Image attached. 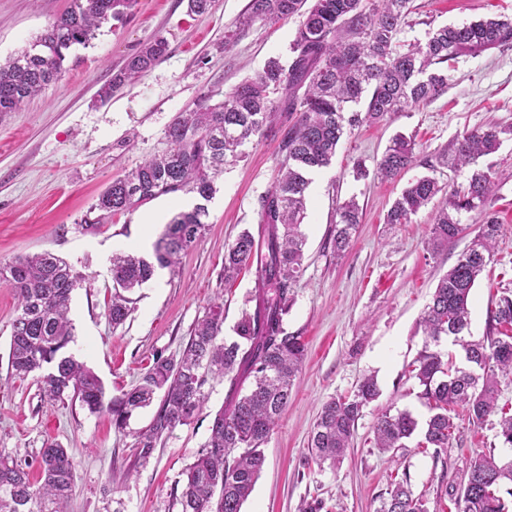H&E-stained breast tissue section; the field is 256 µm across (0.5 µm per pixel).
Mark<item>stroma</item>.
I'll return each mask as SVG.
<instances>
[{"instance_id": "1", "label": "stroma", "mask_w": 512, "mask_h": 512, "mask_svg": "<svg viewBox=\"0 0 512 512\" xmlns=\"http://www.w3.org/2000/svg\"><path fill=\"white\" fill-rule=\"evenodd\" d=\"M69 3L0 0V61L34 41ZM249 3L213 0L210 12L197 16L189 14L187 0H137L128 14L104 25L90 46L72 48L61 80L22 110L0 113V263L49 251L92 276L91 287L72 293L75 336L68 350L101 378L107 396L134 387L156 356L182 350L212 306H222L223 336L234 339L254 286L250 271L225 281L224 251L243 230L259 229V198L278 168L276 137L253 139L243 158L225 165L207 204L204 238L182 255L179 272L162 269L160 278L135 290V310L119 327L105 316L113 254L132 250L142 231L154 239L161 235L163 225L144 228L149 214L169 217L178 207L192 209L197 199L162 196L99 229L80 225L113 179L168 149L166 127L201 94L223 100L270 60H287L298 17L243 29L239 23ZM411 6L400 35L405 44L425 43L443 25L512 17V0H412ZM159 37L168 44L164 60L100 100L98 92L112 74ZM449 74L447 91L427 106L344 134L331 164L312 179L302 225L305 272L285 318L289 333L306 345L305 359L242 512H299L311 497L322 498L329 512H378L382 495L405 472L428 512H457L448 489L463 484L469 463L488 454L512 457V448L496 437V414L481 422L456 418L449 448L440 455L418 448L413 438L394 455L379 451L374 441V424L384 411H409L421 424L429 415L408 373L424 348L419 322L439 277L482 222L478 213L464 214L462 238L431 253L425 248L431 208L408 224H388L384 217L413 178L432 173L447 192L464 189L465 174L434 167L449 141L489 122L512 126V49L460 57ZM399 133L414 138V161L403 177L381 180L376 164ZM480 163L496 184L492 210L500 236L471 291L475 340L485 335L501 289H512V136H504L499 151ZM359 165L366 170L361 178L355 174ZM351 198L362 219L340 257L331 229L337 206ZM16 307L15 293L0 283V456L35 478L45 444L67 448L74 462L70 512H181L176 488L209 437L207 415L176 428L147 464L135 465L136 436L150 423L154 407L135 411L119 429L111 416L89 413L78 402L43 400L36 376L19 378L8 368ZM367 375L375 377L379 397L364 409L343 461L333 469L319 467L308 440L322 404L352 393Z\"/></svg>"}]
</instances>
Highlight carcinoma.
<instances>
[{"label":"carcinoma","mask_w":512,"mask_h":512,"mask_svg":"<svg viewBox=\"0 0 512 512\" xmlns=\"http://www.w3.org/2000/svg\"><path fill=\"white\" fill-rule=\"evenodd\" d=\"M135 0H71L45 32L0 63V112H17L45 86L61 79L63 63L75 46L87 47L97 31L134 6ZM410 0H251L247 23H276L302 17L286 63L268 62L264 70L212 103L201 95L195 109L179 113L165 130L170 148L154 155L100 194L82 223L105 224L161 196L194 193L202 202L176 213L154 244V260L133 253L112 257V295L106 317L123 324L133 311L128 296L150 281L156 268L177 266L179 256L199 242L205 230L215 180L228 160L244 156L253 138L269 131L277 113H288L281 132L280 166L275 181L259 199L258 235L243 231L224 252V281L255 269V286L236 323L237 339L221 336L222 309L214 306L199 321L183 350L158 356L138 383L119 396L107 397L100 377L65 352L72 341L67 317L71 293L88 276L64 258L42 252L0 265V282L12 288L17 313L11 323L9 366L12 374L39 373L43 397L63 402L71 397L92 414H109L119 428L132 413L160 405L135 443V461L148 463L158 443L193 421L206 407L209 379L224 382V404L208 412L210 434L183 472L181 512H241L262 472L264 445L288 405L301 369L305 346L288 333L285 316L303 272L306 191L311 171L327 167L346 128L383 121L424 107L448 89L445 64L461 56L477 57L512 48L511 20H479L442 26L423 45L401 44L399 35ZM167 52L157 38L112 75L100 91L108 99L140 76ZM367 99L363 110H350ZM503 130L496 124L473 128L450 141L437 164L467 174V186L437 207L428 245L438 251L463 234L461 215L483 216L480 231L441 276L420 321L424 349L409 370L430 415L419 447L439 455L448 451L456 409L481 421L501 413L498 437L512 448V413L498 405V375H512V290L501 292L490 310L486 336L467 340L470 294L490 262L500 224L489 209L495 191L490 173L478 159L496 152ZM415 143L397 136L377 163L384 179L401 176L412 164ZM443 191L431 176L407 182L385 216L387 224H409ZM360 224L359 205L351 198L336 209L333 242L344 251ZM443 336L454 337L465 365L435 349ZM379 395L376 381L364 377L350 396L328 400L313 425L308 447L319 465L336 467L349 448L364 408ZM418 427L408 411H385L374 426L375 447L396 453ZM74 463L57 444L43 448L40 484L21 465L0 458V512H66L72 496ZM512 484V459L483 457L469 464L467 480L450 493L459 512H512V499L501 487ZM379 512H427L414 495L409 474L392 483Z\"/></svg>","instance_id":"carcinoma-1"}]
</instances>
